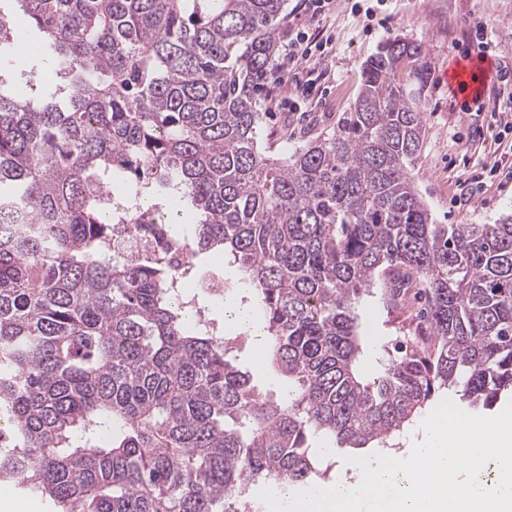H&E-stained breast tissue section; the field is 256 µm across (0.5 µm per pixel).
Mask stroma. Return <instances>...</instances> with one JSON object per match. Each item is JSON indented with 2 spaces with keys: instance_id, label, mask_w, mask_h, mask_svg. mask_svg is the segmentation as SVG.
Wrapping results in <instances>:
<instances>
[{
  "instance_id": "1",
  "label": "stroma",
  "mask_w": 512,
  "mask_h": 512,
  "mask_svg": "<svg viewBox=\"0 0 512 512\" xmlns=\"http://www.w3.org/2000/svg\"><path fill=\"white\" fill-rule=\"evenodd\" d=\"M289 31L322 30L334 49L316 62L324 72L320 94L301 110H284L268 92L281 78H264L257 99L264 112L263 141L275 155H290L315 136L333 132L338 118L351 111L362 84V64L387 39L400 35L421 43L430 75L424 90L425 138L412 171L415 186L438 224H494L512 216V188L485 177L492 165H512V133L503 124L512 120V91L489 70L482 83L480 113L461 111L455 89L444 76L463 61L474 23L483 21L499 51L512 54V0H336L323 20L311 19L303 0H287ZM474 192L470 207L455 206L461 185ZM362 352L356 368L371 379L377 361L396 337L411 335L414 323L401 309L386 307L378 294L358 309ZM241 368L251 371L262 389L277 396L288 392V380L271 360L257 361L254 345L235 354Z\"/></svg>"
}]
</instances>
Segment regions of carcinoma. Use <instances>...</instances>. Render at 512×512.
Wrapping results in <instances>:
<instances>
[{
  "label": "carcinoma",
  "mask_w": 512,
  "mask_h": 512,
  "mask_svg": "<svg viewBox=\"0 0 512 512\" xmlns=\"http://www.w3.org/2000/svg\"><path fill=\"white\" fill-rule=\"evenodd\" d=\"M284 2L17 0L65 104H33L32 70L0 82V480L54 512H237L322 479L321 441L384 443L442 389L512 395V221L436 224L410 174L425 50L384 42L336 131L271 158L256 96ZM19 37L0 13V55L24 63ZM119 179L156 259L112 258ZM203 253L252 287L287 397L188 299ZM378 282L392 308L424 295L425 328L366 383L355 308Z\"/></svg>",
  "instance_id": "1"
}]
</instances>
